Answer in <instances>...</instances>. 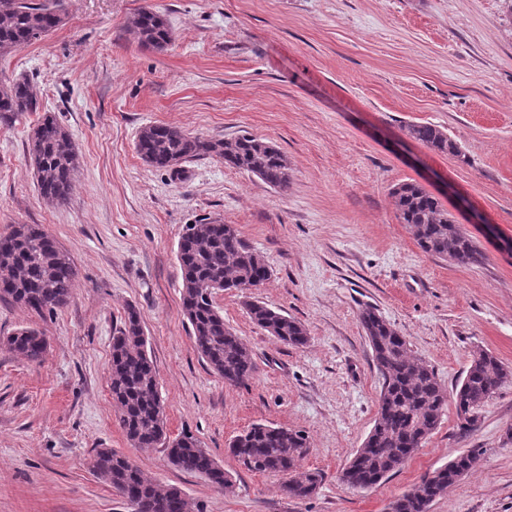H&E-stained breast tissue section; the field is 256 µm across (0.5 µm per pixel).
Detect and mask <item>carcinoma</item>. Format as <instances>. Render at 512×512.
Segmentation results:
<instances>
[{
  "mask_svg": "<svg viewBox=\"0 0 512 512\" xmlns=\"http://www.w3.org/2000/svg\"><path fill=\"white\" fill-rule=\"evenodd\" d=\"M62 22L60 0H0V55L33 44ZM133 28L141 44L152 49L163 50L173 40L171 27L153 9L140 11ZM40 108L28 81L0 80L1 122ZM406 132L437 153L462 155L458 144L434 125L411 124ZM135 149L146 164L175 176L180 174L181 163L210 157L274 189H287L291 180L284 155L272 143L249 134L216 139L153 124L142 128ZM28 155L41 198L51 206L67 204L80 167V150L70 132L54 116L45 114L29 136ZM391 195L400 222L409 226L423 252L465 267L484 263L485 254L476 241L419 183H399ZM177 256L183 279L182 313L197 352L225 384L246 383L256 373V362L242 338L224 323L215 295L244 285L260 287L270 267L234 225L209 218L187 225L178 241ZM76 276L68 253L41 225L14 224L9 234L0 237V299L38 314L52 313L70 301ZM246 310L257 327L284 344L295 348L308 344V329L301 321L259 300L246 302ZM359 320L382 384L374 426L344 468L341 480L352 489L368 490L397 472V460L421 447L438 428L448 398H453L460 428L473 427L475 410L512 380V368L492 352L477 348L464 378L450 391L433 367L412 357L407 337L375 308H363ZM0 345L29 363H39L47 339L38 329L26 326L0 338ZM146 345L141 313L129 305L113 331L109 367L110 394L127 440L137 448L160 445L175 468L199 475L218 488L230 487L231 477L198 439L188 433L174 439L168 436L160 384ZM307 449L302 432L267 424L251 426L229 446L231 455L248 470L281 477L282 492L297 500L313 495L322 482L318 471L297 473ZM480 456V449L471 448L422 476L389 504V512H430L432 503L473 470ZM90 468L130 500L134 512H194L184 494H175L177 487L148 478L112 448L94 449Z\"/></svg>",
  "mask_w": 512,
  "mask_h": 512,
  "instance_id": "1",
  "label": "carcinoma"
}]
</instances>
